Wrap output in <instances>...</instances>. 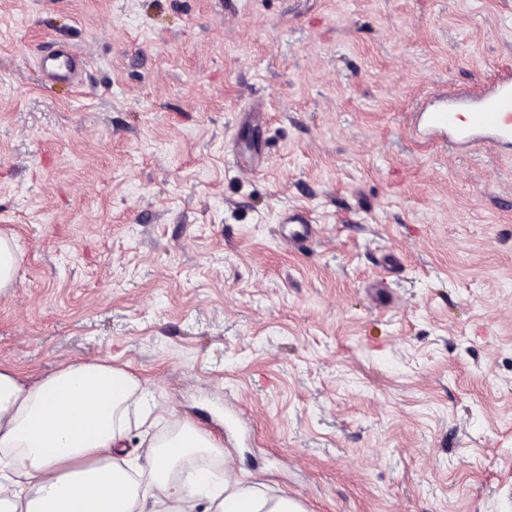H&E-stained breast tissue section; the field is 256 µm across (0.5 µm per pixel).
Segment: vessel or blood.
<instances>
[{
    "mask_svg": "<svg viewBox=\"0 0 512 512\" xmlns=\"http://www.w3.org/2000/svg\"><path fill=\"white\" fill-rule=\"evenodd\" d=\"M85 73L81 56L68 47H48L40 55V74L51 81L80 84ZM426 131L447 133L461 146L490 141L512 147V70L501 72L483 88L447 94L445 102L422 115ZM288 227V241L301 247L316 233L308 214L291 209L282 217Z\"/></svg>",
    "mask_w": 512,
    "mask_h": 512,
    "instance_id": "1",
    "label": "vessel or blood"
}]
</instances>
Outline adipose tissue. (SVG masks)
I'll return each instance as SVG.
<instances>
[{
	"label": "adipose tissue",
	"instance_id": "adipose-tissue-1",
	"mask_svg": "<svg viewBox=\"0 0 512 512\" xmlns=\"http://www.w3.org/2000/svg\"><path fill=\"white\" fill-rule=\"evenodd\" d=\"M143 391L126 371L97 359L31 383L0 366V512H304L234 474L195 466L220 446L189 424L143 440L118 457Z\"/></svg>",
	"mask_w": 512,
	"mask_h": 512
}]
</instances>
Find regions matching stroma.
Listing matches in <instances>:
<instances>
[{
  "mask_svg": "<svg viewBox=\"0 0 512 512\" xmlns=\"http://www.w3.org/2000/svg\"><path fill=\"white\" fill-rule=\"evenodd\" d=\"M508 66L512 0H0V364L107 359L305 512H512V151L412 130ZM40 75L51 81L82 83L86 71L82 57L70 47L49 46L40 54ZM282 224L288 225V242L303 247L315 237V227L308 214L300 209H291L282 217ZM21 251L15 240L0 234V291L12 288L21 264Z\"/></svg>",
  "mask_w": 512,
  "mask_h": 512,
  "instance_id": "35a3bbf8",
  "label": "stroma"
}]
</instances>
